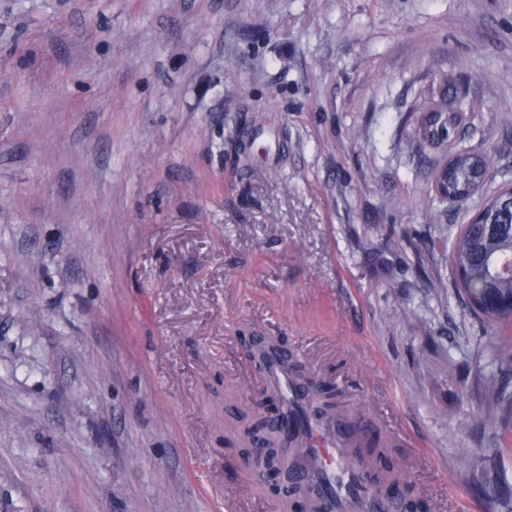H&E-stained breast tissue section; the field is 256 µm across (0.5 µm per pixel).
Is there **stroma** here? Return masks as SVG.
<instances>
[{"label":"stroma","mask_w":512,"mask_h":512,"mask_svg":"<svg viewBox=\"0 0 512 512\" xmlns=\"http://www.w3.org/2000/svg\"><path fill=\"white\" fill-rule=\"evenodd\" d=\"M494 166L441 202L416 108ZM287 137H279V130ZM512 186V0H0V512H287L235 443L274 338L397 429L431 512H512L451 241Z\"/></svg>","instance_id":"35a3bbf8"}]
</instances>
